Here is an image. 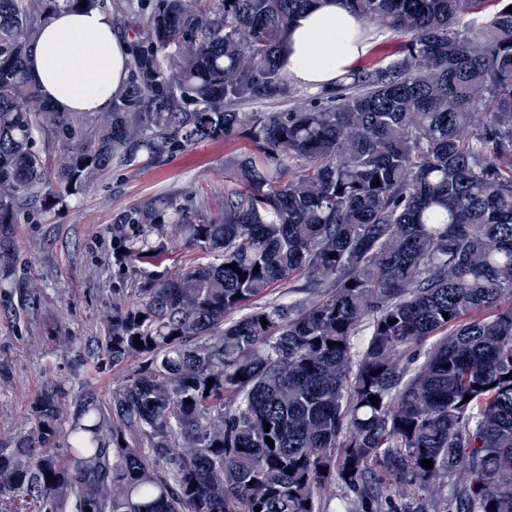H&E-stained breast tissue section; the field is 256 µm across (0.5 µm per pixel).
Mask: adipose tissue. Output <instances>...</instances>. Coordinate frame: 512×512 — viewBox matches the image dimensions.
I'll return each instance as SVG.
<instances>
[{"mask_svg": "<svg viewBox=\"0 0 512 512\" xmlns=\"http://www.w3.org/2000/svg\"><path fill=\"white\" fill-rule=\"evenodd\" d=\"M361 22L345 0H317L298 16L281 53L295 84L318 89L344 74L363 55ZM129 47L116 36L112 15L101 8L52 16L28 58L30 80L61 112H106L129 79Z\"/></svg>", "mask_w": 512, "mask_h": 512, "instance_id": "obj_1", "label": "adipose tissue"}]
</instances>
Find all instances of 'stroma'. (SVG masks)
<instances>
[{
	"mask_svg": "<svg viewBox=\"0 0 512 512\" xmlns=\"http://www.w3.org/2000/svg\"><path fill=\"white\" fill-rule=\"evenodd\" d=\"M251 147L237 135L208 139L147 166L112 170L62 206L19 214L9 227L14 272L0 278V448L27 438L34 403L48 384L64 391L67 406L87 388L109 402L140 365L135 356L115 365L98 354L113 305L136 301L144 274L163 277L215 259L170 224L167 261L121 268L112 244L116 219L137 206L173 201L192 223L216 221L224 165Z\"/></svg>",
	"mask_w": 512,
	"mask_h": 512,
	"instance_id": "obj_1",
	"label": "stroma"
}]
</instances>
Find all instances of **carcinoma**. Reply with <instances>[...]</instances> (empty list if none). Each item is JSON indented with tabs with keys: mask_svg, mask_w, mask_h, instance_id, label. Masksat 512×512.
Returning <instances> with one entry per match:
<instances>
[{
	"mask_svg": "<svg viewBox=\"0 0 512 512\" xmlns=\"http://www.w3.org/2000/svg\"><path fill=\"white\" fill-rule=\"evenodd\" d=\"M82 2L130 38L109 112H58L25 70ZM314 2L0 0V224L207 139L255 144L217 223L171 202L117 219L131 262L166 248L125 226L167 224L217 261L112 308L99 353L142 366L107 407L47 386L0 448V503L327 512L341 487L338 512H448L427 496L446 484L455 512H512V0H346L399 55L320 106L236 111L288 97L280 49Z\"/></svg>",
	"mask_w": 512,
	"mask_h": 512,
	"instance_id": "carcinoma-1",
	"label": "carcinoma"
}]
</instances>
